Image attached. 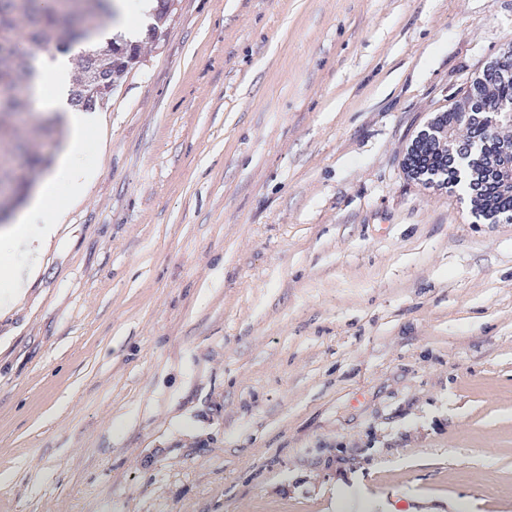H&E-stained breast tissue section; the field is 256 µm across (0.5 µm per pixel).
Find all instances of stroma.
<instances>
[{"mask_svg": "<svg viewBox=\"0 0 512 512\" xmlns=\"http://www.w3.org/2000/svg\"><path fill=\"white\" fill-rule=\"evenodd\" d=\"M512 0H177L0 313V512H512V223L407 175ZM40 184L63 125L2 116Z\"/></svg>", "mask_w": 512, "mask_h": 512, "instance_id": "stroma-1", "label": "stroma"}]
</instances>
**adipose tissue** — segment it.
I'll use <instances>...</instances> for the list:
<instances>
[{"label":"adipose tissue","instance_id":"ef3b65f1","mask_svg":"<svg viewBox=\"0 0 512 512\" xmlns=\"http://www.w3.org/2000/svg\"><path fill=\"white\" fill-rule=\"evenodd\" d=\"M156 0H113L112 17L105 30L83 45L84 50L103 49L114 35L135 36L139 21L151 17ZM37 77L28 86V95L39 112L62 113L69 132L68 144L48 183L60 182L65 198L47 191L38 192L13 222L0 227V309L20 303L39 264L41 253L55 236L69 200L82 196L94 175L83 161L88 135L95 124L89 113L77 112L68 104L71 84L66 56L39 53Z\"/></svg>","mask_w":512,"mask_h":512}]
</instances>
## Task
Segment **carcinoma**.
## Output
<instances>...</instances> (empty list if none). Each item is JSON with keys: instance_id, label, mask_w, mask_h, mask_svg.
Segmentation results:
<instances>
[{"instance_id": "cac0c4a2", "label": "carcinoma", "mask_w": 512, "mask_h": 512, "mask_svg": "<svg viewBox=\"0 0 512 512\" xmlns=\"http://www.w3.org/2000/svg\"><path fill=\"white\" fill-rule=\"evenodd\" d=\"M108 0H64L52 7L43 0H0V44L15 39L17 20L26 21V38L34 45H58L64 37L82 26L88 17L109 16ZM112 76L119 82L138 63L139 50L133 43L112 40ZM37 68L20 48L0 55V115L16 114L26 103L21 90L36 76ZM512 110V64L499 60L488 63L471 79L459 99L448 106L443 120L452 129L467 124L473 150L450 161L448 154L433 149L413 151V172L439 186L465 184L472 193L473 214L492 224L512 213V191L502 188L499 167L502 155L512 152V140L491 137V119L508 121ZM23 150L21 137L0 127V155Z\"/></svg>"}]
</instances>
